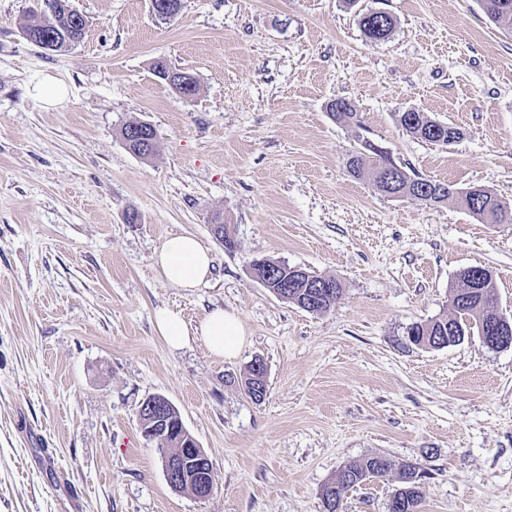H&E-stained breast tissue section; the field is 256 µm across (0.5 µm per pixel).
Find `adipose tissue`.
I'll list each match as a JSON object with an SVG mask.
<instances>
[{
  "instance_id": "obj_1",
  "label": "adipose tissue",
  "mask_w": 512,
  "mask_h": 512,
  "mask_svg": "<svg viewBox=\"0 0 512 512\" xmlns=\"http://www.w3.org/2000/svg\"><path fill=\"white\" fill-rule=\"evenodd\" d=\"M212 256L195 237L177 234L166 237L155 257V264L167 281L178 287L194 289L206 282L212 269ZM157 331L175 349L199 340L218 357H236L246 342L243 323L233 312L217 308L206 314L196 327H189L181 313L159 311Z\"/></svg>"
}]
</instances>
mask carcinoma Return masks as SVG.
I'll return each mask as SVG.
<instances>
[{"label": "carcinoma", "instance_id": "1", "mask_svg": "<svg viewBox=\"0 0 512 512\" xmlns=\"http://www.w3.org/2000/svg\"><path fill=\"white\" fill-rule=\"evenodd\" d=\"M59 3L58 21H53L51 15L46 13L35 15L24 23L21 31L30 34L32 44H57L56 51L67 50L64 34L84 36L83 29L86 24L76 22L74 14L66 13L65 7L71 0H55ZM482 10L487 19L496 27L512 28V0H481ZM359 27L364 36L371 41H382L391 35L395 28V21L389 14L378 15L368 10L359 14ZM337 107L336 119L344 120L349 125L361 127L359 113L355 106L346 99L333 102ZM396 120L407 134L412 137L434 143L449 144L448 137L460 138L461 132L454 126L440 123L428 118L424 112H415L411 117L398 113ZM138 122H130L121 129V137L125 138L126 147L135 155L146 158L152 156L157 148V142H152L147 152H142V141L135 135ZM360 148L354 151L348 161L349 174L355 178L372 177V173L392 163L391 157L384 151L373 149V142L361 136ZM398 190L407 195V198L429 204L437 205L456 198L461 204L480 221L487 224H512V204L499 199L488 190L474 186L458 191L453 186L433 179L420 176L406 175V180L400 183ZM258 275L262 277L269 290H286L287 302L302 306L304 301L312 300L316 306L312 312L325 313L332 309L342 297L343 284L330 276L328 280L336 284L335 293L329 298H322L318 289L305 287L306 279L291 281V276L283 271L271 272L258 267ZM476 305L480 302L493 303L497 301V293L493 274L483 267H468L463 275L456 279L451 288V306L453 313L449 316L438 317L426 323H416L406 332L411 343H419L427 338L434 340L438 336H446L463 323V317L468 315L467 307L462 302ZM393 469V464L385 457H366L357 462L346 465L340 470L334 480L325 485L322 498L331 497L336 501L335 512H343V495L350 488L361 483L367 477H384ZM398 486L397 512H419L423 493V473L412 464H402L397 472Z\"/></svg>", "mask_w": 512, "mask_h": 512}]
</instances>
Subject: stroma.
<instances>
[{"label": "stroma", "instance_id": "1", "mask_svg": "<svg viewBox=\"0 0 512 512\" xmlns=\"http://www.w3.org/2000/svg\"><path fill=\"white\" fill-rule=\"evenodd\" d=\"M87 27L69 51L27 42L33 0H0V512H323L346 465L383 455L425 473L420 512H512V348L478 335L406 343L451 314L466 267L492 271L512 316V224L454 200L393 198L347 172L360 137L407 172L512 203V34L479 0H72ZM396 21L368 41L357 10ZM161 58L198 83L185 97ZM63 87L53 105L34 88ZM350 100L360 127L331 119ZM414 109L461 130L409 136ZM150 123L155 156L120 130ZM234 226L226 252L214 214ZM172 233L213 256L200 288L154 264ZM269 259L344 285L328 312L279 299L250 274ZM235 313L249 341L231 360L198 341L170 348L157 310L196 326ZM262 403L236 385L254 357ZM166 396L213 466L205 499L168 485L139 406ZM53 451L60 469L40 459ZM396 473L344 495V512H386ZM141 122H130L128 124H126L122 129H121V137L126 145V147L132 152L134 153L135 155L139 156V157H142V158H148L150 156H152L155 151H156V148H157V134L152 130V137H154V141L152 142V144L149 146V150L143 155L142 153V141L139 140V136H134V137H128V136H133V133L135 131H138V129L141 130V134L143 136V138H146V134L150 135V131L147 129V128H140L138 126H140ZM138 127V128H137ZM127 137L128 140H125L124 138Z\"/></svg>", "mask_w": 512, "mask_h": 512}]
</instances>
